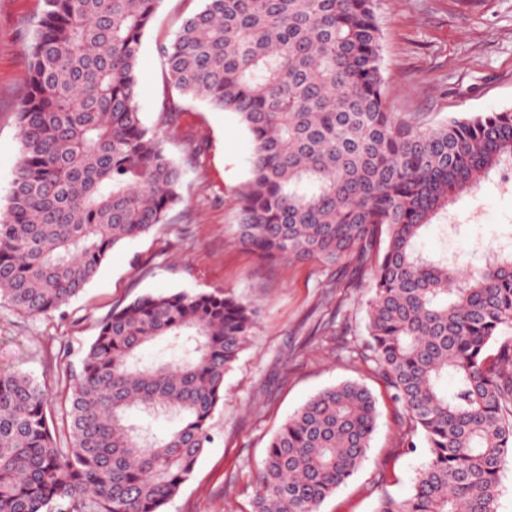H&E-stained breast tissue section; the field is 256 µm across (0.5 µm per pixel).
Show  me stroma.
Wrapping results in <instances>:
<instances>
[{"label": "stroma", "mask_w": 512, "mask_h": 512, "mask_svg": "<svg viewBox=\"0 0 512 512\" xmlns=\"http://www.w3.org/2000/svg\"><path fill=\"white\" fill-rule=\"evenodd\" d=\"M200 0H162L139 58L138 103L156 126L166 94L159 43L169 40ZM43 0H0V207L19 154L16 112L28 73L27 46ZM385 93L393 111L435 124L448 116L512 109V0H378ZM184 160L183 201L170 221L110 254L99 275L60 310L31 317L0 306V370L21 367L61 398L64 375L92 341L97 319L146 293L233 292L255 304L256 334L224 377L214 440L164 512H251L258 466L274 433L322 389L365 384L379 413L358 472L322 512H373L382 492H410L424 447L407 448L408 420L365 358L370 268L319 262L270 263L234 242L236 197L249 178L252 144L227 113L200 101L165 142ZM512 236V188L492 175L448 207L425 232L424 252L458 255L473 242Z\"/></svg>", "instance_id": "1"}]
</instances>
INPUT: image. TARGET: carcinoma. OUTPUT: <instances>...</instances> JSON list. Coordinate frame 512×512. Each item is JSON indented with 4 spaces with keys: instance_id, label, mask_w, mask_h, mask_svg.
Masks as SVG:
<instances>
[{
    "instance_id": "obj_1",
    "label": "carcinoma",
    "mask_w": 512,
    "mask_h": 512,
    "mask_svg": "<svg viewBox=\"0 0 512 512\" xmlns=\"http://www.w3.org/2000/svg\"><path fill=\"white\" fill-rule=\"evenodd\" d=\"M44 2L0 210V302L54 312L114 248L168 223L185 172L164 136L201 100L253 146L238 244L290 264L374 259L369 360L427 448L411 494L386 493L374 512H497L512 452V341L498 340L512 328V247L484 244L487 259L450 268L418 242L454 197L512 166V109L432 126L391 111L376 0H203L160 48L168 94L151 128L139 56L162 0ZM256 321L230 293L147 294L97 321L59 405L28 372L1 370L0 512H162L212 441ZM158 340L167 355L143 361ZM134 410L176 424L158 435ZM377 418L357 381L310 398L272 437L252 512H320Z\"/></svg>"
}]
</instances>
